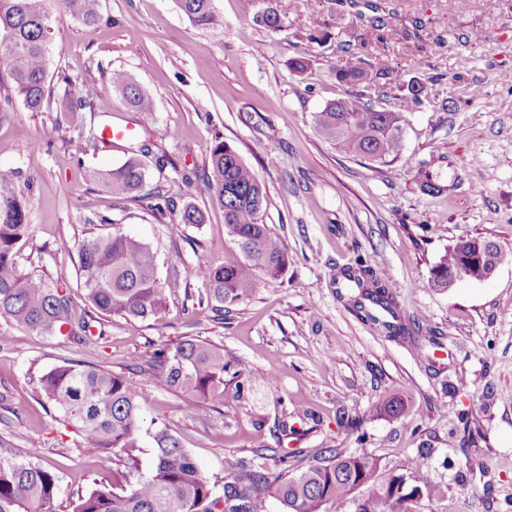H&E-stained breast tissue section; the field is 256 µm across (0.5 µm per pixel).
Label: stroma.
I'll list each match as a JSON object with an SVG mask.
<instances>
[{"instance_id":"obj_1","label":"stroma","mask_w":512,"mask_h":512,"mask_svg":"<svg viewBox=\"0 0 512 512\" xmlns=\"http://www.w3.org/2000/svg\"><path fill=\"white\" fill-rule=\"evenodd\" d=\"M267 0H213L224 18L214 36L176 0H99L101 21L86 26L46 0L51 71L71 89L97 85L90 112L60 106L29 111L0 83V166L30 174L18 184L30 229L17 245L27 272L66 280L86 309L76 245L101 232L99 216L149 242L157 254L168 311L157 319L112 318L100 349L75 350L59 337L0 318V445L53 463L62 475L58 512L91 480L111 481L113 459L85 456L79 439L40 400L39 377L64 360L129 373L153 351L198 336L223 346L251 383L223 403L183 413L186 398L148 389L143 428L165 421L211 478L238 467L283 475L281 455L302 470L326 448H368L379 481L423 464L440 485L404 512H505L512 501V0H275L282 26L257 18ZM374 75L368 98L393 110L419 87L405 112L402 148L373 163L339 151L314 115L349 86L337 74L355 59ZM127 71L152 97L155 119L113 92L100 64ZM112 123L135 125L153 153L173 161L149 168L148 187L182 205L183 174H199L215 140L236 149L264 184L263 221L283 240L288 271L259 282L226 319L211 309L185 314L197 282L185 269L224 259V211L195 198L205 224L157 216L137 201L114 200L90 171L120 163L119 151L75 155V141ZM463 237L495 241L504 257L483 281L438 291L429 286L438 257ZM370 261L401 315L437 337L429 360L370 328L350 308L343 270ZM402 399L404 414L382 411ZM468 414L477 441L464 440ZM359 418L352 430L339 415Z\"/></svg>"}]
</instances>
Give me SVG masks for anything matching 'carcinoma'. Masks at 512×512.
Returning <instances> with one entry per match:
<instances>
[{
    "label": "carcinoma",
    "instance_id": "obj_1",
    "mask_svg": "<svg viewBox=\"0 0 512 512\" xmlns=\"http://www.w3.org/2000/svg\"><path fill=\"white\" fill-rule=\"evenodd\" d=\"M60 6L84 25L100 21L98 0H58ZM181 11L194 24L213 34L224 32V19L213 0H177ZM49 15L44 0H0V60L8 65L10 88L31 112L51 107L49 77ZM367 72L358 59L339 74L346 83L360 82ZM112 90L124 105L140 114L143 124L154 121L150 95L123 70L109 76ZM98 88L87 84L65 101L69 112L93 107ZM404 113L378 111L364 101V94L347 93L315 113L320 132L346 153L372 162H385L402 147ZM150 153L143 144L127 152L121 164L90 177L103 182L119 201H147L151 211L171 210L170 199L156 187L144 191ZM21 177L17 169L0 168V318H6L37 333L64 337L79 349L100 344L104 322L117 316L127 321H145L163 315L167 298L159 277L155 253L148 243L126 234L107 216L99 223L111 227L107 234L89 232L78 245L81 287L90 310L77 314L70 286L47 273L24 272L17 261V243L28 233L29 206L16 192ZM187 201L179 212L181 224H203L206 216L192 198L209 195L224 209L226 245L220 264H199L186 277L202 284L196 303L212 309L218 319L247 299L262 278L277 281L288 270V251L282 240L263 223L267 192L254 170L238 152L222 141L209 151L208 171L203 177H182ZM502 258L500 246L482 237L461 238L451 245L430 271L429 285L448 289V274L470 260L479 263ZM352 308L375 330L395 341H416V326L406 323L397 311L388 284L371 267L347 273ZM239 364L224 359L218 344L186 336L172 347L154 351L146 384L160 390L188 395L183 407L187 416L200 411L198 400L211 404L224 401V377L236 381ZM44 402L81 436L82 448L90 456L120 454L125 470L112 473V482L94 481L70 502V512H256L259 495L269 492L283 512H326L348 500L356 501L355 512H400L413 491L439 497L442 488L428 472L419 469L376 481L381 462L366 448L345 455L326 449L321 461L291 471L288 458H280L286 474L271 482L253 470H243L224 483L206 477L184 448L178 436L164 424L149 433L153 463L139 472L141 423L148 407L141 384L129 378L79 361H66L40 379ZM223 487V495L217 487ZM367 494L356 498L361 488ZM61 491L58 470L47 462L32 461L15 448H0V512H56Z\"/></svg>",
    "mask_w": 512,
    "mask_h": 512
}]
</instances>
